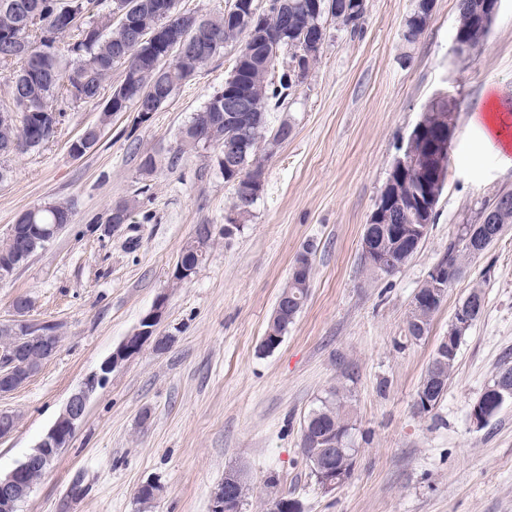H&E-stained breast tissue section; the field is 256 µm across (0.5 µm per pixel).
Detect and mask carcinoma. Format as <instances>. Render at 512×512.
<instances>
[{"label": "carcinoma", "instance_id": "1", "mask_svg": "<svg viewBox=\"0 0 512 512\" xmlns=\"http://www.w3.org/2000/svg\"><path fill=\"white\" fill-rule=\"evenodd\" d=\"M124 0H0V31L11 33L12 41L0 40V65H20L8 77L7 96L0 99V116H9V121H0V147L12 145L16 154L34 151L52 141L61 131L68 110L97 100L105 81L112 70L123 69L121 84L112 90V111L125 112L135 105L137 94L144 88L163 92V100L154 107L159 111L177 89L195 75L213 57L230 46L237 49L250 48V53L240 56L237 73L224 80V88L215 91L205 105L195 112L179 132V145L169 164L174 166L183 154L200 148L206 138L210 147L217 150L226 146L231 129L224 124V94L242 93L248 97L251 106L249 138L252 148L241 160L237 169L224 171V182L240 186L241 197L235 199L241 214L250 212L259 199L252 195L248 182L264 183V159L259 155L260 145H281L288 141L293 132L290 122L283 120L271 127L267 122L268 112L280 108L290 96L293 85L279 79L272 82V71L261 60L263 53L288 57V63H298L303 77H308L317 59L306 60L302 55L303 41L319 35V29L326 28L327 19L336 20V30L344 31L349 38L361 36L365 12L362 10L344 13L329 5L330 0H318L319 10L309 8L312 0H281L283 11L270 8L260 12L253 20L258 36L250 37L247 23L226 20L217 15L198 19L213 34L214 39L200 45V54L189 55L182 60L173 56L160 65L141 56L129 41L127 29L113 20V12L121 9ZM137 25L150 32L163 28L175 20L176 29L186 38H191L195 22L193 14L177 9V0H169L171 11L168 15L157 12V0H135ZM482 0H460L457 28L468 32L475 26L473 15ZM433 3L431 0H417L416 9L405 19L403 46L416 43L427 28ZM288 13V31H283V13ZM425 122L436 126L433 113L439 112L448 124H453L454 107L442 98L428 104ZM40 112L53 114V126L42 125L37 117ZM434 132L409 135L403 153L421 155L427 149ZM399 197L390 202L388 211L398 216L394 223L417 224L415 201L423 195V187L414 175L407 171L396 177ZM135 197L115 202L106 218L108 224L130 223L133 211L138 207ZM73 207L68 200H54L26 211L17 221V232L0 241V263L15 261L18 252H26L31 245L41 248L47 240L43 232L54 224H70ZM194 233L205 240L210 248L215 237L224 234L213 224H198ZM377 246L392 254L398 262H408L416 252L414 240L391 230H377ZM313 247L304 248L297 259L305 261L301 279L288 287L289 294L307 295L313 276L311 256ZM474 257L467 242L461 236L448 241V250L438 260L449 266L453 273L448 283L457 280L456 272H463L470 258ZM464 303L470 309L472 321L483 313L485 297L481 284H475ZM440 304L424 299L421 314L424 320L417 325L406 321L407 335L419 341L428 336L435 313ZM299 312L291 307L274 310L260 348L264 352L274 351L283 341ZM457 357L445 362L430 361L423 378L430 382L436 376H444V382L434 386L433 405L442 399L448 380L454 372ZM344 382L332 388L320 399L319 406L304 419L300 448L303 457H308L311 442L318 438L325 441L336 439L337 450L325 463L334 468H354L356 449L353 448L352 431L356 429L355 412L352 405V389L349 382L353 374L346 369L342 372Z\"/></svg>", "mask_w": 512, "mask_h": 512}]
</instances>
